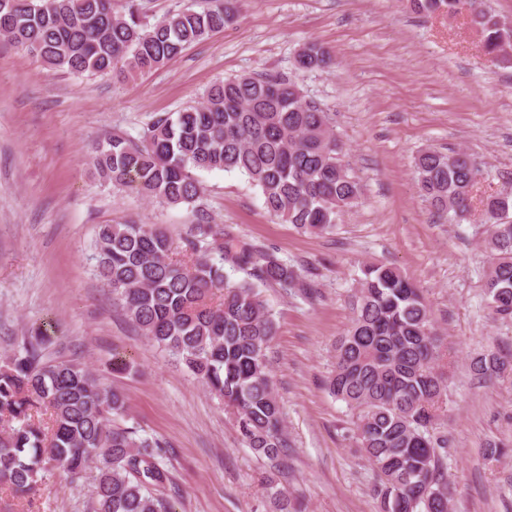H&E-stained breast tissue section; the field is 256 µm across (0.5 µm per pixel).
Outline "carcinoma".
I'll return each mask as SVG.
<instances>
[{
    "label": "carcinoma",
    "mask_w": 512,
    "mask_h": 512,
    "mask_svg": "<svg viewBox=\"0 0 512 512\" xmlns=\"http://www.w3.org/2000/svg\"><path fill=\"white\" fill-rule=\"evenodd\" d=\"M150 24L136 4L121 14L112 0H0V36L51 69L129 75L164 65L232 23L241 0H204ZM425 15L467 11L489 53L509 34L477 0H411ZM297 58L303 71L325 70L333 56L311 42ZM327 113L282 75H241L213 84L203 100L153 116L141 138L106 134L93 143L94 173L114 186L135 185L170 205L203 193L198 173L238 172L256 187L266 211L298 230L331 234L359 203L361 186L342 159ZM420 193L441 216L487 224L490 266L484 294L492 310L512 315V196H479L481 168L468 153L424 149L415 158ZM216 224H187L174 241L157 224H101L99 275L129 319L173 355L237 419L247 447L276 459L288 447L266 350L276 323L255 282L305 290L298 272L269 249L233 248ZM248 271L228 280L224 263ZM349 303L350 324L333 345L329 393L355 414V451L372 465L379 512H449L439 430L448 375L439 365L432 311L400 269L367 264ZM45 331L25 338L0 367V486L30 496L41 474L71 479L97 463L93 512H175L161 442L122 427L123 395L84 365L44 361ZM478 380L512 377L496 352L475 358Z\"/></svg>",
    "instance_id": "carcinoma-1"
}]
</instances>
